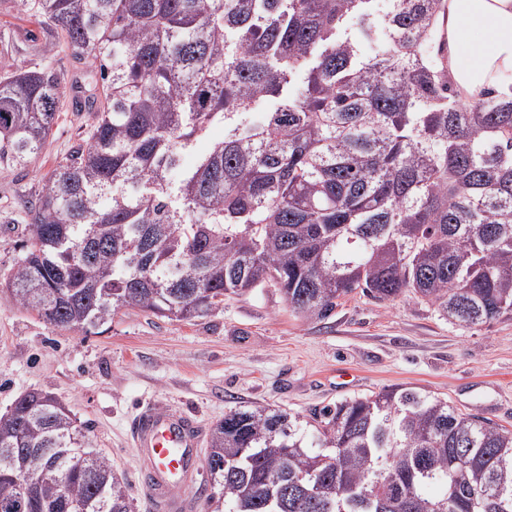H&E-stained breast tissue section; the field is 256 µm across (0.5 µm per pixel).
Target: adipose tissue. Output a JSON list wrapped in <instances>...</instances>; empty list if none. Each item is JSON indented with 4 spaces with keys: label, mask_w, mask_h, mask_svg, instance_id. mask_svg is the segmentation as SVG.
I'll list each match as a JSON object with an SVG mask.
<instances>
[{
    "label": "adipose tissue",
    "mask_w": 512,
    "mask_h": 512,
    "mask_svg": "<svg viewBox=\"0 0 512 512\" xmlns=\"http://www.w3.org/2000/svg\"><path fill=\"white\" fill-rule=\"evenodd\" d=\"M439 24L448 72L463 99L504 91L512 74V0H446Z\"/></svg>",
    "instance_id": "adipose-tissue-1"
}]
</instances>
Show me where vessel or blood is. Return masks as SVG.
I'll use <instances>...</instances> for the list:
<instances>
[{"mask_svg": "<svg viewBox=\"0 0 512 512\" xmlns=\"http://www.w3.org/2000/svg\"><path fill=\"white\" fill-rule=\"evenodd\" d=\"M129 436L143 461V484L157 512H185L180 489L202 467L201 426L166 405H141L130 424Z\"/></svg>", "mask_w": 512, "mask_h": 512, "instance_id": "obj_1", "label": "vessel or blood"}]
</instances>
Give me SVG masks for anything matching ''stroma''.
I'll list each match as a JSON object with an SVG mask.
<instances>
[{
  "instance_id": "35a3bbf8",
  "label": "stroma",
  "mask_w": 512,
  "mask_h": 512,
  "mask_svg": "<svg viewBox=\"0 0 512 512\" xmlns=\"http://www.w3.org/2000/svg\"><path fill=\"white\" fill-rule=\"evenodd\" d=\"M52 67L64 83L97 80L24 0H0V79ZM89 112L62 96L45 148L0 162V278L30 238L26 202L87 138ZM416 387L512 431V316L465 327L424 302L355 292L326 319L296 313L274 288L225 299L223 310L170 321L124 308L98 334L55 328L0 290V413L32 389L58 396L122 473L133 512H154L140 483L129 422L141 402L172 404L211 430L229 409L269 407L309 421L336 402Z\"/></svg>"
}]
</instances>
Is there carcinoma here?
<instances>
[{
	"instance_id": "obj_1",
	"label": "carcinoma",
	"mask_w": 512,
	"mask_h": 512,
	"mask_svg": "<svg viewBox=\"0 0 512 512\" xmlns=\"http://www.w3.org/2000/svg\"><path fill=\"white\" fill-rule=\"evenodd\" d=\"M443 0H31L90 59L88 141L30 203L31 245L0 281L85 334L121 308L191 320L277 288L323 319L356 290L463 326L512 315V95L464 102ZM358 30L359 38L351 37ZM61 78L0 79V159L55 123ZM224 126L194 167L182 160ZM53 394L0 414V512H132L122 474ZM212 512H512V431L416 388L342 401L313 433L232 409L211 429Z\"/></svg>"
}]
</instances>
